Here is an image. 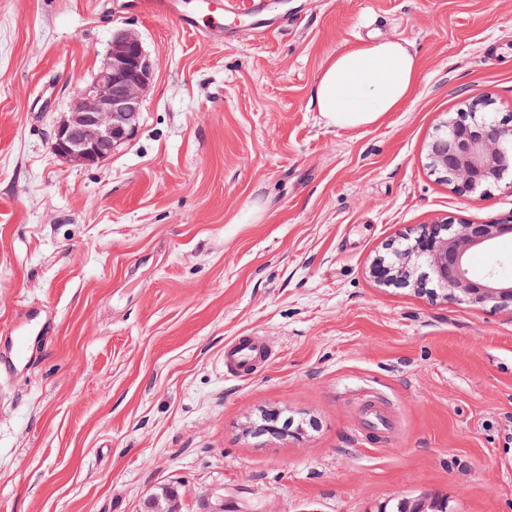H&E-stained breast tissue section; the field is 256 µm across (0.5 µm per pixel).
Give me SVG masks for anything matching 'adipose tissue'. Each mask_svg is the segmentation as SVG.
I'll return each mask as SVG.
<instances>
[{
  "label": "adipose tissue",
  "instance_id": "obj_1",
  "mask_svg": "<svg viewBox=\"0 0 512 512\" xmlns=\"http://www.w3.org/2000/svg\"><path fill=\"white\" fill-rule=\"evenodd\" d=\"M418 70L417 55L404 41L368 42L327 60L313 99L327 125H372L411 95Z\"/></svg>",
  "mask_w": 512,
  "mask_h": 512
}]
</instances>
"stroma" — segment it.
<instances>
[{
    "mask_svg": "<svg viewBox=\"0 0 512 512\" xmlns=\"http://www.w3.org/2000/svg\"><path fill=\"white\" fill-rule=\"evenodd\" d=\"M253 1L195 34L137 0H0V334L55 318L0 369V512H141L163 484L184 512H512V310L368 273L418 225L512 212L504 186L464 196L427 166L472 100L512 122V0H258L261 34ZM117 28L153 64L137 132L67 163L54 126ZM381 38L417 53L413 93L327 125L324 62ZM237 336L270 351L246 378L224 371ZM269 409L306 426L248 435ZM365 420L368 424L377 425L389 430L393 424V418L388 409L377 399L366 401Z\"/></svg>",
    "mask_w": 512,
    "mask_h": 512,
    "instance_id": "obj_1",
    "label": "stroma"
}]
</instances>
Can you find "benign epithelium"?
Returning <instances> with one entry per match:
<instances>
[{"instance_id": "obj_1", "label": "benign epithelium", "mask_w": 512, "mask_h": 512, "mask_svg": "<svg viewBox=\"0 0 512 512\" xmlns=\"http://www.w3.org/2000/svg\"><path fill=\"white\" fill-rule=\"evenodd\" d=\"M153 78L152 63L137 33H112L107 59L94 79L77 88L73 104L55 125L52 153L68 163L93 167L107 160L134 135L143 94ZM431 170L464 194L475 195L489 184L508 182L512 190V126L497 120L482 99L443 121L428 150ZM512 237V214L487 221L421 224L393 250L391 262L377 263L372 273L382 283L432 284L445 296L477 307L512 305V276L490 267L477 274L470 265L475 251H492ZM144 512H182L178 492L165 487L151 493Z\"/></svg>"}]
</instances>
